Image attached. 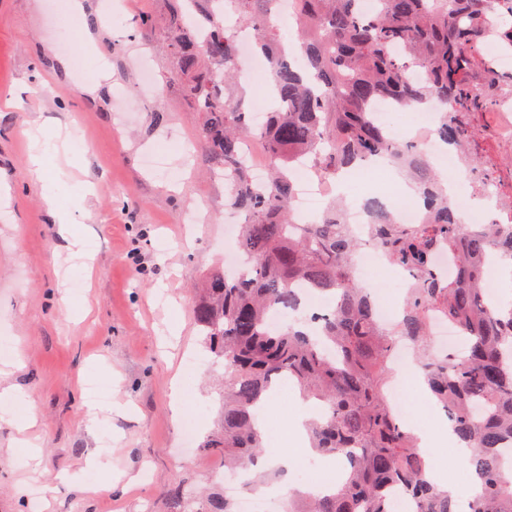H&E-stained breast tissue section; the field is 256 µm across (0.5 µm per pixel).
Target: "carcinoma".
Segmentation results:
<instances>
[{
    "instance_id": "cac0c4a2",
    "label": "carcinoma",
    "mask_w": 512,
    "mask_h": 512,
    "mask_svg": "<svg viewBox=\"0 0 512 512\" xmlns=\"http://www.w3.org/2000/svg\"><path fill=\"white\" fill-rule=\"evenodd\" d=\"M203 13L200 38L176 7L167 18V48L181 73V92L205 115L206 150L230 180L228 201L247 221L236 247L251 274L214 269L203 276L191 313L205 348L224 364L223 412L202 451L248 469L266 451L256 417L275 382L288 377L328 413L311 421V445L321 454L351 456L350 470L327 497H293L294 512H393L389 489L400 487L416 512H454L448 494L426 477L430 458L420 439L397 420L385 401L389 362L400 342L411 347L431 397L446 409L453 435L471 452L480 492L469 512H512V300L489 305L487 257L498 255L512 273V223H456L444 182L424 151L393 141L372 116L385 100L401 108L434 100L435 134L459 155L468 191L481 193L486 156L472 147L473 119L493 99L471 80L486 67L488 17L500 12L497 40L512 48V0H381L372 14L358 0H291L301 59L288 58L273 21L275 0H230L236 25L226 26L214 0H190ZM250 29L266 57L275 109L262 144L267 178L253 183L242 150L253 135L244 95L234 92L240 72L238 28ZM400 164L424 201V223L412 229L381 207H371L370 236L385 261L413 273L402 319L383 325L369 289L357 283L351 261L360 242L341 200L311 224L296 223L291 201L295 167L334 181L368 159ZM448 251L446 279L431 264ZM333 298L327 315L298 307L303 292ZM291 310L273 329L271 313ZM458 328L468 347L441 355L431 319ZM195 512H234L217 493L195 496Z\"/></svg>"
}]
</instances>
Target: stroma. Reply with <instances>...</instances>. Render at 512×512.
Returning a JSON list of instances; mask_svg holds the SVG:
<instances>
[{"label":"stroma","instance_id":"35a3bbf8","mask_svg":"<svg viewBox=\"0 0 512 512\" xmlns=\"http://www.w3.org/2000/svg\"><path fill=\"white\" fill-rule=\"evenodd\" d=\"M104 20L101 42L112 80L98 98L74 95L88 80L70 63L78 56L77 27L55 22L50 0H0V182L10 205L0 208V388L31 395L37 423L19 436L11 424L24 409L0 402V512H28L35 488L53 481L45 512H189L171 489L223 492L213 469L222 457L186 451L172 407L180 380L188 417L200 435L221 413L212 365L190 313L191 288L223 265L230 210L224 173L202 140L204 116L180 91L167 52L163 19L175 0H89ZM157 21L139 26L140 16ZM152 71L155 86L142 82ZM500 106L473 122L501 183L512 180V151L499 134ZM75 122L88 152L78 185L60 195L75 233L93 248L92 271L70 257L45 210L41 186L28 173V132ZM196 207L204 224H186ZM195 356L196 369L185 362ZM298 410L281 394L266 415L277 429L268 447L288 455L292 484L332 470V456L306 452L278 425ZM36 446L29 458L22 440ZM99 454L116 488L93 485L84 467ZM136 483H129V476Z\"/></svg>","mask_w":512,"mask_h":512}]
</instances>
